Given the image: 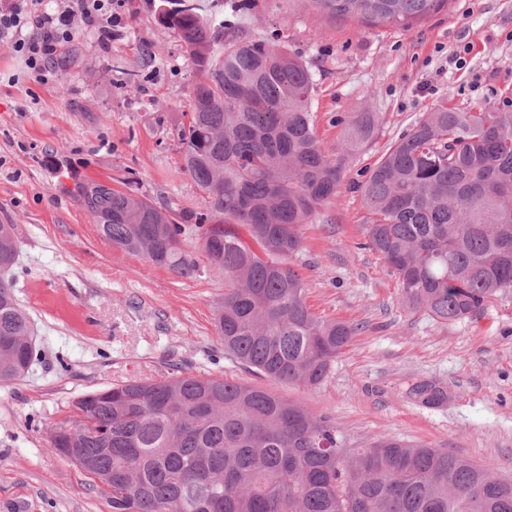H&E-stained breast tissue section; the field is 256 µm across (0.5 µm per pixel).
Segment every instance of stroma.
I'll return each instance as SVG.
<instances>
[{
    "label": "stroma",
    "instance_id": "stroma-1",
    "mask_svg": "<svg viewBox=\"0 0 512 512\" xmlns=\"http://www.w3.org/2000/svg\"><path fill=\"white\" fill-rule=\"evenodd\" d=\"M226 36L264 38L300 57L314 78L317 138L335 153L346 117L374 112L375 133L346 167L336 203L302 229L292 258L319 317L357 325L328 378L273 392L333 418L349 441L376 438L442 448L512 480V293L478 320L446 323L408 310L399 283L364 249L360 185L386 149L445 106L512 112V0H450L404 30L320 14L308 0H218ZM160 0H124L111 41L77 27L66 70L44 82L0 39V224L16 228L15 293L34 324L39 361L0 384V512H112L74 462L49 446L73 422L76 397L183 371L250 381L214 327L223 275L197 255L182 278L113 247L77 184L135 190L190 209L199 190L181 171L177 133L190 119L198 72ZM428 379L448 401L408 395Z\"/></svg>",
    "mask_w": 512,
    "mask_h": 512
}]
</instances>
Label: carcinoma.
Wrapping results in <instances>:
<instances>
[{"label":"carcinoma","instance_id":"obj_1","mask_svg":"<svg viewBox=\"0 0 512 512\" xmlns=\"http://www.w3.org/2000/svg\"><path fill=\"white\" fill-rule=\"evenodd\" d=\"M329 18L409 29L448 0H309ZM177 32L200 78L180 128L182 171L200 191L190 213L134 190L97 184L79 197L112 246L180 277L200 272L187 238L224 274L215 313L224 353L261 379L318 386L358 331L323 319L289 259L317 210L336 200L347 157L377 115L347 117L326 153L311 111L313 75L265 39H224L193 13L159 19ZM371 214L365 246L379 254L408 308L445 322L476 319L512 292V113L444 106L426 113L361 184ZM246 229L242 238L237 227ZM19 245L0 224V383L36 357L32 321L11 275ZM426 408L448 391L417 381ZM73 434L50 439L84 470L112 512H512V481L439 448L397 440L359 447L328 415L262 383L180 373L84 394Z\"/></svg>","mask_w":512,"mask_h":512}]
</instances>
